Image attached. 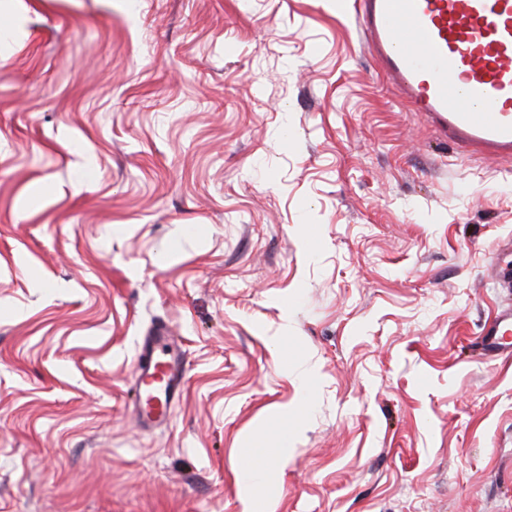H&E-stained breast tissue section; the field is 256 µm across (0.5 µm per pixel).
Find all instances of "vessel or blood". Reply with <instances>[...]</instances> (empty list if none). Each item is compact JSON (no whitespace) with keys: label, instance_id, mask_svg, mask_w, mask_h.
Masks as SVG:
<instances>
[{"label":"vessel or blood","instance_id":"1","mask_svg":"<svg viewBox=\"0 0 512 512\" xmlns=\"http://www.w3.org/2000/svg\"><path fill=\"white\" fill-rule=\"evenodd\" d=\"M352 15L400 100L456 147L512 157V0H354ZM141 346L133 415L154 428L186 372L165 326Z\"/></svg>","mask_w":512,"mask_h":512}]
</instances>
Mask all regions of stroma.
Returning a JSON list of instances; mask_svg holds the SVG:
<instances>
[{"instance_id":"obj_1","label":"stroma","mask_w":512,"mask_h":512,"mask_svg":"<svg viewBox=\"0 0 512 512\" xmlns=\"http://www.w3.org/2000/svg\"><path fill=\"white\" fill-rule=\"evenodd\" d=\"M340 7L0 0V512H512V160ZM512 335V305L508 304L506 307H501L499 310L496 322L487 331V336L492 337V344L498 348L507 349L511 345ZM496 336H499L498 338ZM507 338L510 339L507 341ZM499 340L505 341L501 343ZM507 344V345H505ZM141 346L143 361L134 378L141 398L133 415L143 427L154 428L166 422L171 406L182 397L186 372L165 326L156 325L143 337Z\"/></svg>"}]
</instances>
